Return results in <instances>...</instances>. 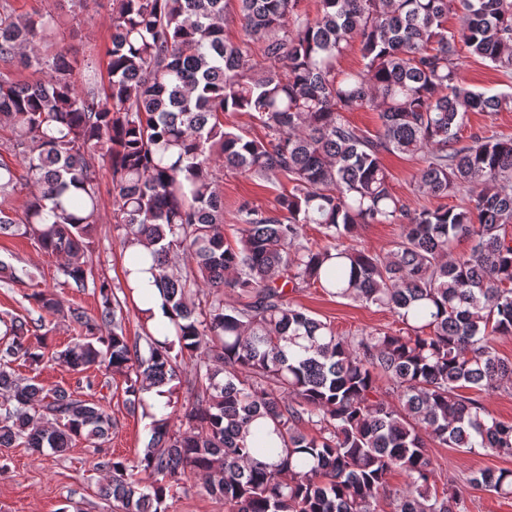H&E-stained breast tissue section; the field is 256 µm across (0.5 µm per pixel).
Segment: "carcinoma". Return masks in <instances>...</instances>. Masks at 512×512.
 I'll return each mask as SVG.
<instances>
[{
  "label": "carcinoma",
  "mask_w": 512,
  "mask_h": 512,
  "mask_svg": "<svg viewBox=\"0 0 512 512\" xmlns=\"http://www.w3.org/2000/svg\"><path fill=\"white\" fill-rule=\"evenodd\" d=\"M237 2L243 38L230 42L226 0H112L107 81L80 88L57 7L15 16L0 0V62L45 74L20 83L0 72V126L26 173L0 161V197L29 191L20 218L0 211V235L33 240L63 259L65 282L101 297L91 317L34 295L82 329L62 350H46L44 317L0 319V449L56 453L112 433L100 403L14 369L47 360L121 377L126 405L150 419L140 455L95 462L118 512H164L192 476L225 512H379L393 469L407 476L393 512H466L462 489L433 488L428 448L512 454V424L475 397L512 387V360L494 349L512 336V137L462 145L458 132L465 113L511 108L512 95L468 88L460 58L512 73V0H318L311 19L298 0ZM450 12L461 13L452 30ZM355 41L363 67L337 70ZM364 107L380 115L372 137L344 116ZM226 112L247 113L265 138L227 129ZM396 152L426 157L415 190L476 187L474 205L408 210L382 163ZM218 162L292 184L273 209L242 201L232 244ZM102 164L121 254L152 273L171 312L160 330L138 309L146 356L126 335L128 271L114 285L87 261ZM308 224L324 245H309ZM366 224L402 226L389 255L345 244ZM461 238L473 246L455 256ZM312 285L387 310L402 328L341 336L292 299ZM187 363L184 414L165 412L169 400L148 411L144 391ZM469 483L512 497L509 468Z\"/></svg>",
  "instance_id": "cac0c4a2"
}]
</instances>
